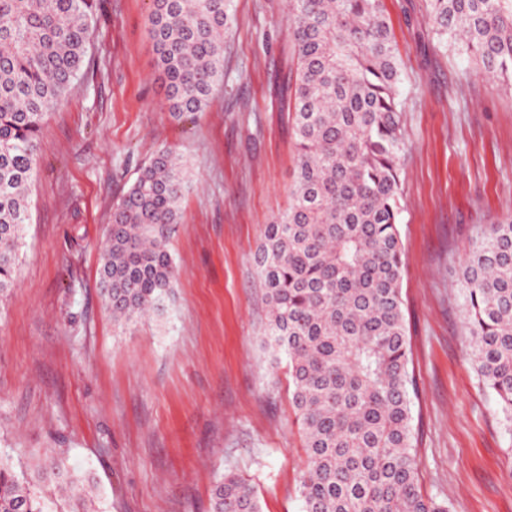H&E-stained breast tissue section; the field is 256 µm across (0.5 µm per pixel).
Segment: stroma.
I'll use <instances>...</instances> for the list:
<instances>
[{
	"mask_svg": "<svg viewBox=\"0 0 512 512\" xmlns=\"http://www.w3.org/2000/svg\"><path fill=\"white\" fill-rule=\"evenodd\" d=\"M400 56L407 150L398 230L412 432L424 494L450 512H512V433L478 381L458 270L478 225L512 215V82L440 44L424 0H384ZM151 0H97L85 65L39 137L16 286L0 302V456L50 512L41 473L88 481L90 512H208L234 472L262 512H302L304 437L285 356L265 343L255 255L284 212L295 140L275 83L287 0H235L224 82L205 111L164 107ZM162 148L189 172L162 310L112 321L99 272L115 201Z\"/></svg>",
	"mask_w": 512,
	"mask_h": 512,
	"instance_id": "obj_1",
	"label": "stroma"
}]
</instances>
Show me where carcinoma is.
I'll return each mask as SVG.
<instances>
[{
	"mask_svg": "<svg viewBox=\"0 0 512 512\" xmlns=\"http://www.w3.org/2000/svg\"><path fill=\"white\" fill-rule=\"evenodd\" d=\"M436 34L479 72L512 79V0H425ZM234 0H152L165 108L203 112L224 81ZM94 0H0V299L15 287L48 111L84 65ZM291 56L276 85L298 163L288 210L257 253L266 342L288 361L304 433L302 512H448L423 494L413 444L397 221L406 148L400 64L382 0H289ZM187 170L159 150L113 206L100 267L112 320L161 310ZM475 369L512 422V216L479 227L460 272ZM84 504L80 479L51 462ZM0 512H45L0 457ZM209 512H261L228 472Z\"/></svg>",
	"mask_w": 512,
	"mask_h": 512,
	"instance_id": "carcinoma-1",
	"label": "carcinoma"
}]
</instances>
